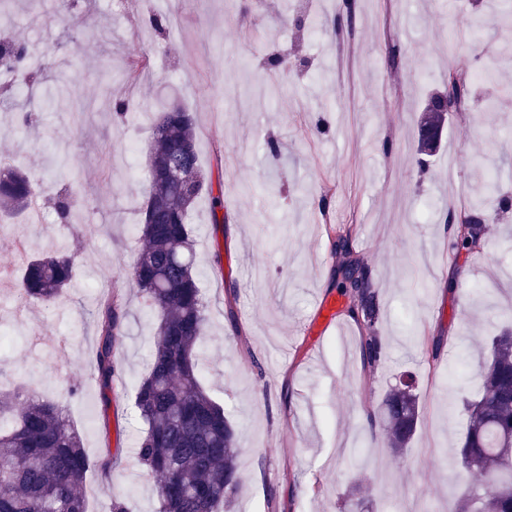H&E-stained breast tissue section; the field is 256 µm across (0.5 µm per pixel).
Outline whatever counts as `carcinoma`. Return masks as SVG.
I'll list each match as a JSON object with an SVG mask.
<instances>
[{
  "instance_id": "cac0c4a2",
  "label": "carcinoma",
  "mask_w": 512,
  "mask_h": 512,
  "mask_svg": "<svg viewBox=\"0 0 512 512\" xmlns=\"http://www.w3.org/2000/svg\"><path fill=\"white\" fill-rule=\"evenodd\" d=\"M60 20L83 26L77 0L41 14L45 25ZM49 68L26 42L0 37V72L13 83L0 90L13 99L29 92ZM448 81L462 88L449 102L467 109L476 98L468 69L448 70ZM128 96L112 100L113 116L134 111ZM207 178L199 164L195 123L181 104L167 103L155 112L151 130L149 191L136 230L143 242L136 254L131 285L154 314L153 351L148 374L141 380L135 406L145 425L137 457L148 476L158 478L157 512H229L242 486L236 430L201 386L196 349L203 339L207 306L194 273L190 212ZM38 179L9 163H0V209L24 214L36 202ZM512 197L488 194L464 212L455 213L448 251L454 257L484 251L491 237L487 220L506 212ZM352 230L338 228L332 252L342 257V287L352 291L361 314L360 353L374 370L385 356L379 336V300L366 264L350 258ZM19 294L28 302L53 303L71 283L72 258L65 251L33 253L23 260ZM125 295L111 289L97 313L99 344L94 371L101 385L112 388L116 350L124 336ZM479 390L461 400L466 429L457 448L462 470L484 480L481 494H462L457 512H512V328L492 337L487 359L478 370ZM378 414L384 441L394 452L411 444L421 419L413 383L390 388ZM112 456L93 459L78 430L55 403L22 391L0 396V512H87L85 484L90 473L108 477Z\"/></svg>"
}]
</instances>
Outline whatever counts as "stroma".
I'll return each mask as SVG.
<instances>
[{"mask_svg":"<svg viewBox=\"0 0 512 512\" xmlns=\"http://www.w3.org/2000/svg\"><path fill=\"white\" fill-rule=\"evenodd\" d=\"M336 3L80 0L78 32L43 26L32 0L0 11V33L52 49L46 81L74 77L71 108L24 100L34 113L28 128L0 106V160L39 172L64 153L79 170L72 183L41 181L43 224L0 216V385L62 404L90 457L111 450V478H87L89 512H111L117 498L128 512L158 508L156 480L137 459L134 408L154 317L128 284L151 112L173 99L195 114L212 183L190 215L208 304L198 375L237 429L244 488L235 512H268L271 492L280 512H345L354 498L363 512H456L460 492L482 488L457 462L458 406L512 306V211L491 220L490 246L462 263L440 223L486 195L494 174L512 177V16L502 0H480L489 24L477 32L464 0H356L350 30L336 34L325 23ZM152 12L169 17L163 32L149 28ZM393 44L402 48L396 61ZM477 45L496 61L495 77L472 111L449 116L439 147L417 166L425 102ZM281 51L289 74L261 68ZM138 56L155 74L132 85L123 61ZM128 93L137 107L115 121L110 97ZM270 138L281 147L276 163ZM63 194L77 223L57 218ZM218 195L228 198L220 224ZM330 224L355 225L352 249L375 275L386 355L374 371L363 367L361 329L336 286ZM21 242L71 251L75 276L59 301L16 310ZM115 282L127 287L123 387L107 403L93 371L96 310ZM328 295L340 300L336 321L311 335ZM424 333L437 339V359L422 355ZM406 375L422 417L410 448L395 454L364 415Z\"/></svg>","mask_w":512,"mask_h":512,"instance_id":"stroma-1","label":"stroma"}]
</instances>
